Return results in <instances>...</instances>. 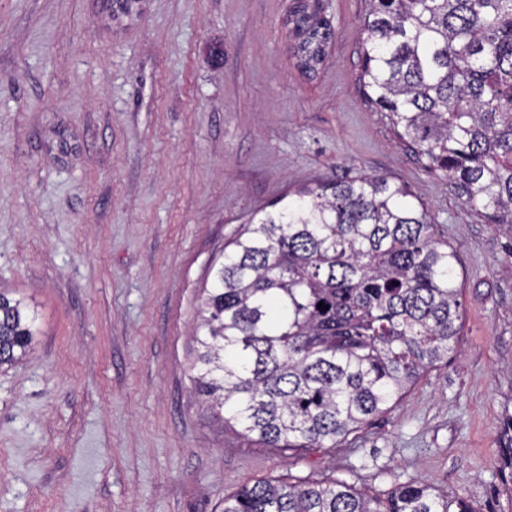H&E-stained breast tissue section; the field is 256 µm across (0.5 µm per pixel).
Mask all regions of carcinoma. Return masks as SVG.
<instances>
[{"instance_id":"1","label":"carcinoma","mask_w":512,"mask_h":512,"mask_svg":"<svg viewBox=\"0 0 512 512\" xmlns=\"http://www.w3.org/2000/svg\"><path fill=\"white\" fill-rule=\"evenodd\" d=\"M369 103L463 203L512 231V0H368ZM313 71L334 28L290 12ZM403 183H320L263 213L213 263L194 328L195 390L223 426L282 453L336 448L448 359L461 328L456 252ZM328 309L317 308L318 304ZM37 312L0 289V366L24 360ZM224 512H476L411 479L383 500L343 482L258 480Z\"/></svg>"}]
</instances>
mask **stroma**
I'll return each instance as SVG.
<instances>
[{"label":"stroma","instance_id":"stroma-1","mask_svg":"<svg viewBox=\"0 0 512 512\" xmlns=\"http://www.w3.org/2000/svg\"><path fill=\"white\" fill-rule=\"evenodd\" d=\"M321 2L335 38L309 71L293 0H0V288L38 312L29 356L0 366V512H223L241 485L289 476L416 479L512 512V235L368 103L367 0ZM361 172L430 209L463 328L356 440L290 458L217 426L195 392L198 290L254 212Z\"/></svg>","mask_w":512,"mask_h":512}]
</instances>
